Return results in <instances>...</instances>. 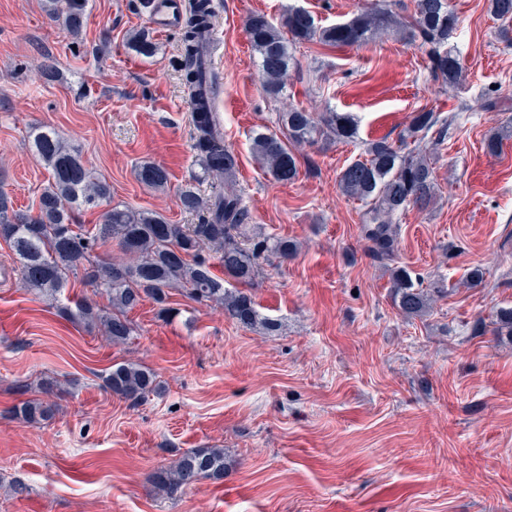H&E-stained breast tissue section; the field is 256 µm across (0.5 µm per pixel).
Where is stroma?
Masks as SVG:
<instances>
[{
	"label": "stroma",
	"mask_w": 512,
	"mask_h": 512,
	"mask_svg": "<svg viewBox=\"0 0 512 512\" xmlns=\"http://www.w3.org/2000/svg\"><path fill=\"white\" fill-rule=\"evenodd\" d=\"M215 101L235 188L263 235L296 242L261 258L251 293L269 332L245 328L172 291L173 319L144 301L115 345L20 283L0 287V512H512V338L495 313L512 307V41L488 0H450L459 89L442 87L424 47L385 35L367 45L298 44L288 93L263 89L246 22L291 8L332 25L359 0H212ZM79 37L44 0H0V188L36 209L49 173L30 127L55 129L112 186V205L199 223L178 192L200 168L193 150L181 32L155 35L144 58L128 33L149 28L138 0H90ZM57 71L49 81L40 68ZM348 112L354 143L300 147L284 183L257 163L255 132L288 107ZM453 124L430 152L438 184L427 209L398 220L396 264L447 288L420 318L393 303L390 271L360 236L362 202L340 171L367 142L398 141L413 112ZM502 146L489 152L492 135ZM146 162L165 190L142 183ZM485 278L464 287L470 269ZM139 363L162 390L133 406L103 387L113 364ZM60 382L52 421L15 419V404ZM223 449V481L171 499L154 472L193 448Z\"/></svg>",
	"instance_id": "35a3bbf8"
}]
</instances>
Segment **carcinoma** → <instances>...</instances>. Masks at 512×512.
Masks as SVG:
<instances>
[{
	"mask_svg": "<svg viewBox=\"0 0 512 512\" xmlns=\"http://www.w3.org/2000/svg\"><path fill=\"white\" fill-rule=\"evenodd\" d=\"M488 2L492 15L512 22V0ZM88 5L89 0H48L47 12L77 35L87 23ZM401 9L407 15L401 16L383 0H376L347 20L326 27L316 26L311 14H299L295 9L288 10L278 23L260 15L250 17L247 31L265 92L273 98L283 95L294 61L293 47L298 43L315 40L330 47L359 46L390 31L426 48L434 80L448 87L458 84L462 64L451 39L459 18L450 0H410ZM212 19L211 0H190L183 23L182 51L192 104L194 147L202 178L212 177L227 186L208 199L192 183L180 189L181 207L202 214L200 223L170 224L157 212L114 206L103 211L102 224L95 231L75 232V212L95 210L108 202L111 186L86 168L79 153L56 131L43 127L30 132L33 150L49 173L37 213L14 209L8 195L0 192V239L17 256L23 287L56 300L69 287L70 277L81 278L106 296L107 305L78 301L74 316L91 327H103L114 345L124 344L133 336L127 313L144 300H152L160 306L161 315H168L170 290L175 288L185 290L196 303L222 308L224 316L244 327L259 325L267 331L276 328L273 320L259 314L246 287L259 275L261 255L287 258L296 252L297 244L283 238L254 237L249 211L232 188L237 158L224 146L221 120L210 105L213 83L207 70V36ZM127 46L146 58L158 51L144 29L131 32ZM278 124V134H255L251 150L267 173L280 182L292 181L298 174L293 147L319 139L351 141L358 135L354 118L348 113L316 114L293 107L279 114ZM451 125L452 121L440 119L431 110L415 112L402 135V144L386 138L375 140L367 145L365 159L348 164L339 173L340 191L367 204L360 231L374 259L395 261L398 216L410 207H426L434 200L435 178L420 143L427 139L435 146L440 144ZM410 142L415 148H408ZM137 174L141 182L154 189L167 186L168 174L160 166L146 163ZM108 244L122 254L120 259L108 252L97 253ZM206 250L217 256L219 268L203 256ZM228 278L236 287L224 286ZM391 288L396 307L408 318L425 315L433 298L444 293L440 286H423L407 267L398 265L391 268ZM104 386L133 405L160 393L156 373L133 362L112 365L104 376ZM41 390L45 398L15 405L16 419L35 424L55 417L58 406L52 397L59 391L58 382L46 379ZM224 473V449L194 448L171 466L155 471L153 481L161 492L175 499L202 479H224Z\"/></svg>",
	"mask_w": 512,
	"mask_h": 512,
	"instance_id": "cac0c4a2",
	"label": "carcinoma"
}]
</instances>
